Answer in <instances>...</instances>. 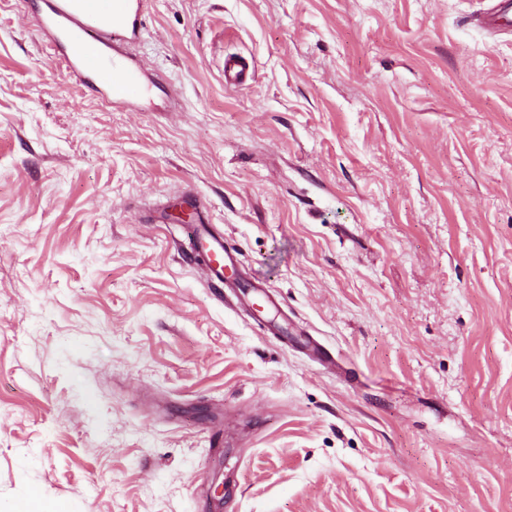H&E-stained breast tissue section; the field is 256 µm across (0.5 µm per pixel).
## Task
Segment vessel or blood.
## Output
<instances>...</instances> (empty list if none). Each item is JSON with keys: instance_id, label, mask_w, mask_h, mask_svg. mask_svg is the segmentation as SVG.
Masks as SVG:
<instances>
[{"instance_id": "vessel-or-blood-1", "label": "vessel or blood", "mask_w": 512, "mask_h": 512, "mask_svg": "<svg viewBox=\"0 0 512 512\" xmlns=\"http://www.w3.org/2000/svg\"><path fill=\"white\" fill-rule=\"evenodd\" d=\"M145 0H39L34 20L45 38L46 52L58 59L68 79L92 83L100 95L115 104L143 98L150 80L133 59L130 48L143 35ZM201 256L211 287L235 290L239 306L271 304L260 287L241 291L238 262L215 227L201 231L193 245Z\"/></svg>"}]
</instances>
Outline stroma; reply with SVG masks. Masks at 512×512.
<instances>
[{"mask_svg":"<svg viewBox=\"0 0 512 512\" xmlns=\"http://www.w3.org/2000/svg\"><path fill=\"white\" fill-rule=\"evenodd\" d=\"M489 5L147 0L154 84L121 107L0 0V512H512V23ZM189 194L288 335L189 261Z\"/></svg>","mask_w":512,"mask_h":512,"instance_id":"35a3bbf8","label":"stroma"}]
</instances>
